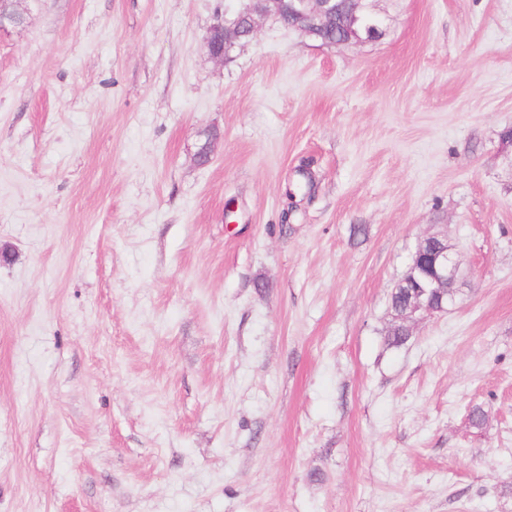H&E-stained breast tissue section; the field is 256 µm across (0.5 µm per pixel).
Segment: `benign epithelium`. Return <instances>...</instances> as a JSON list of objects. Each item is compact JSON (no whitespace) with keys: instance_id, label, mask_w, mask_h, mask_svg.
I'll return each instance as SVG.
<instances>
[{"instance_id":"7a95c632","label":"benign epithelium","mask_w":512,"mask_h":512,"mask_svg":"<svg viewBox=\"0 0 512 512\" xmlns=\"http://www.w3.org/2000/svg\"><path fill=\"white\" fill-rule=\"evenodd\" d=\"M374 0H245L235 13L224 15V20L213 24L205 37L211 57L219 62L229 48L253 38L258 22L273 17L288 27L297 28L311 36L333 24L344 27L345 33L338 43L363 42L380 33V20L374 11ZM17 0H0V33L20 27L25 17L13 10ZM218 35L222 47L212 45ZM448 239L437 235L424 238L410 260V270L425 276L422 281L411 278V299L405 323L411 325L426 316L448 310V297L442 294L453 288L461 272L454 255L442 244Z\"/></svg>"}]
</instances>
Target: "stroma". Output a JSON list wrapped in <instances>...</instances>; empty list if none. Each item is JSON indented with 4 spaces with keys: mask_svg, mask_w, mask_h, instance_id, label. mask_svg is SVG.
<instances>
[{
    "mask_svg": "<svg viewBox=\"0 0 512 512\" xmlns=\"http://www.w3.org/2000/svg\"><path fill=\"white\" fill-rule=\"evenodd\" d=\"M25 2L0 512H512V0H375L343 45L267 20L220 63L239 0ZM430 234L464 278L388 346Z\"/></svg>",
    "mask_w": 512,
    "mask_h": 512,
    "instance_id": "1",
    "label": "stroma"
}]
</instances>
